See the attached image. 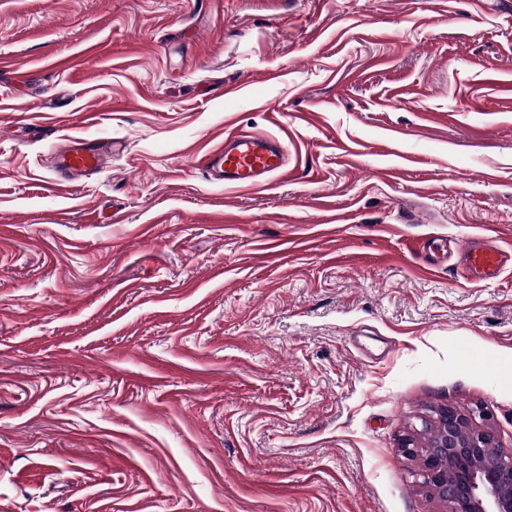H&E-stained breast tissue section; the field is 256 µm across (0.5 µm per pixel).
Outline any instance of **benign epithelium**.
<instances>
[{"instance_id": "obj_1", "label": "benign epithelium", "mask_w": 512, "mask_h": 512, "mask_svg": "<svg viewBox=\"0 0 512 512\" xmlns=\"http://www.w3.org/2000/svg\"><path fill=\"white\" fill-rule=\"evenodd\" d=\"M483 408L464 415L446 407L438 411L435 433L425 448L407 437L401 451L422 453L418 476L422 484L448 504V512H512V453L498 450Z\"/></svg>"}]
</instances>
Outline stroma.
<instances>
[{
    "label": "stroma",
    "mask_w": 512,
    "mask_h": 512,
    "mask_svg": "<svg viewBox=\"0 0 512 512\" xmlns=\"http://www.w3.org/2000/svg\"><path fill=\"white\" fill-rule=\"evenodd\" d=\"M507 84L512 0H0V512H446L399 443L512 453V269L412 248L512 250ZM288 144L268 134L224 133V145L206 154L199 164L217 182L239 189L261 188L283 172ZM119 149L116 142L99 143L97 147H91L83 138H70L56 145L55 154L63 168L89 173L98 169L104 151L115 152ZM468 278L473 282L492 281L509 266L512 267V251H505L496 245L469 244L461 249Z\"/></svg>",
    "instance_id": "1"
}]
</instances>
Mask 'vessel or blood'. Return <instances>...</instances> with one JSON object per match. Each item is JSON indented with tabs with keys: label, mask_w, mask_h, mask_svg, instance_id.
I'll return each mask as SVG.
<instances>
[{
	"label": "vessel or blood",
	"mask_w": 512,
	"mask_h": 512,
	"mask_svg": "<svg viewBox=\"0 0 512 512\" xmlns=\"http://www.w3.org/2000/svg\"><path fill=\"white\" fill-rule=\"evenodd\" d=\"M117 148L114 142L92 147L84 139L70 138L56 145L55 154L63 168L89 173L98 169L104 151ZM287 160L288 144L284 139L229 131L224 135L223 145L201 158L200 165L215 181L239 189H256L268 183L271 176L283 172ZM461 254L468 277L474 282L494 280L512 267V251L490 243L469 244Z\"/></svg>",
	"instance_id": "obj_1"
}]
</instances>
